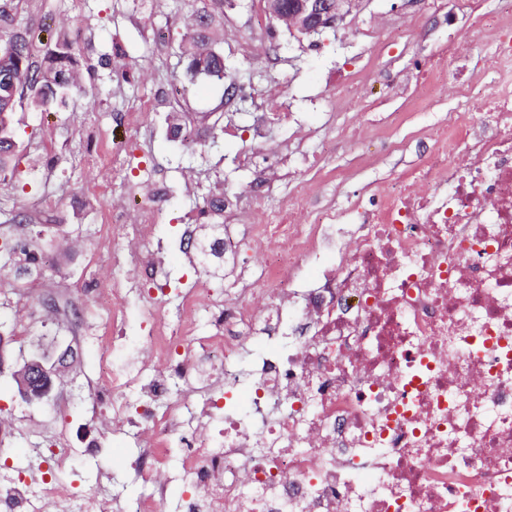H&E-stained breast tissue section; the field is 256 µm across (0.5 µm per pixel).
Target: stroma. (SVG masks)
<instances>
[{
    "instance_id": "35a3bbf8",
    "label": "stroma",
    "mask_w": 512,
    "mask_h": 512,
    "mask_svg": "<svg viewBox=\"0 0 512 512\" xmlns=\"http://www.w3.org/2000/svg\"><path fill=\"white\" fill-rule=\"evenodd\" d=\"M134 4L146 21L162 30L166 43L162 55H155L141 28L129 22L128 12ZM211 9V0H46L41 19L31 24L36 42L50 46L61 32L84 30V42L75 43L72 49L73 71L78 85L96 87L98 103L88 108L85 99L75 95L56 112H43L28 104L17 110L13 131L19 148L11 161L15 174L0 182V212L18 213L30 197L43 190L64 206L80 199L94 176L84 164L90 146L78 127L79 120L89 112L94 119L110 122L112 113L137 104L158 87L174 88L177 96L171 112L207 117L209 136L223 143V152L210 150L208 143L190 147L171 141L159 114L148 119L143 130L141 168L125 169L122 177L136 181L155 169L166 173L170 193L155 242L167 253L171 287L184 289L196 273L184 263L176 246L178 224L204 207L207 185L213 178H221L232 192L252 190L251 173L231 164L230 158L254 143V107L239 103L225 110L227 85L285 86L291 121L284 127H270L267 134L290 142L311 133L304 154L294 156L292 164L301 179L321 184L325 199L343 205L367 188L398 177L430 149L422 128L447 120L449 110L457 105L455 90L463 78L490 76L491 48L478 36L472 18L453 8L445 13L436 11L431 0H363L359 10L336 28L318 35L297 36L273 26L270 51L278 58L274 67L250 59L246 21L256 9L255 0H229L219 12L218 26L210 32L215 48L224 56V80L194 84L187 72L189 53L184 35L197 15ZM407 13L418 16L421 31L386 44L362 39V29ZM451 42L457 47L462 70L449 73L445 92L428 111H410L407 100L390 94L376 75L381 68L396 72L412 67ZM364 68L370 69L371 75L362 90V104L330 115L328 90L336 88L343 75ZM228 123L237 127L236 136L225 135ZM51 132L63 143L65 153L55 179L48 182L32 159ZM189 175L198 184L192 194L183 190ZM65 231L75 249L56 257L57 269L77 283L94 277L109 280L112 244L103 237L96 211H86L81 219L66 225ZM147 296L146 288L128 289L124 298L127 342L104 356L93 340L74 345L68 329L59 324H37L28 335H15L16 297L7 291L0 293V331L12 336L5 347V365L0 368V464L9 463V476L31 479L50 474L74 493L84 512H96L100 500L118 492L128 501L143 493V485L127 467L138 455V448L122 435L98 434L92 419L109 416L112 411L111 400L100 398L94 383L103 360L123 365L135 356L134 344L147 332L142 317ZM40 346L64 355L65 368L51 398L30 404L19 396L12 373ZM61 430L73 455L65 468L57 469L47 447ZM94 438L99 441L98 448L85 452L86 442Z\"/></svg>"
}]
</instances>
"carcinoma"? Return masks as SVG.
<instances>
[{"mask_svg":"<svg viewBox=\"0 0 512 512\" xmlns=\"http://www.w3.org/2000/svg\"><path fill=\"white\" fill-rule=\"evenodd\" d=\"M23 7L18 0H0V172L7 170L18 144L10 120L16 108L29 100L48 108L58 94L84 90L71 80L75 60L71 54L72 41L67 34L57 39V50L47 52L48 61L35 60V48L20 15ZM192 46L188 71L191 77L224 78V57L209 43L189 36Z\"/></svg>","mask_w":512,"mask_h":512,"instance_id":"1","label":"carcinoma"}]
</instances>
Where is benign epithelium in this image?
<instances>
[{"label":"benign epithelium","mask_w":512,"mask_h":512,"mask_svg":"<svg viewBox=\"0 0 512 512\" xmlns=\"http://www.w3.org/2000/svg\"><path fill=\"white\" fill-rule=\"evenodd\" d=\"M360 0H264V11L291 33L319 34L333 29ZM64 359H49L40 352L31 354L13 372L18 394L28 402L49 398L59 378Z\"/></svg>","instance_id":"benign-epithelium-1"}]
</instances>
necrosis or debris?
Returning a JSON list of instances; mask_svg holds the SVG:
<instances>
[{"instance_id": "necrosis-or-debris-1", "label": "necrosis or debris", "mask_w": 512, "mask_h": 512, "mask_svg": "<svg viewBox=\"0 0 512 512\" xmlns=\"http://www.w3.org/2000/svg\"><path fill=\"white\" fill-rule=\"evenodd\" d=\"M456 5L494 47L496 90L461 85L453 118L427 130L432 151L397 185L344 208L320 201L269 140L265 159L236 162L260 189L293 184L276 211L217 179L201 218L183 224L197 279L177 313L148 300L137 370L97 382L112 394L113 432L143 445L134 468L146 493L124 512H160L175 473L193 488L183 512H512V8ZM456 59L440 49L389 87L426 109ZM169 102L161 88L117 113L124 137L94 131L88 164L122 170L144 118ZM136 189L131 211L100 183L84 198L105 236L131 245L113 249L112 288L95 299L112 311L105 347L121 339L127 286L168 275L154 244L167 188L152 178ZM239 237L260 278L239 273ZM217 267L236 274L221 293ZM61 494L51 479L0 484L17 512Z\"/></svg>"}]
</instances>
